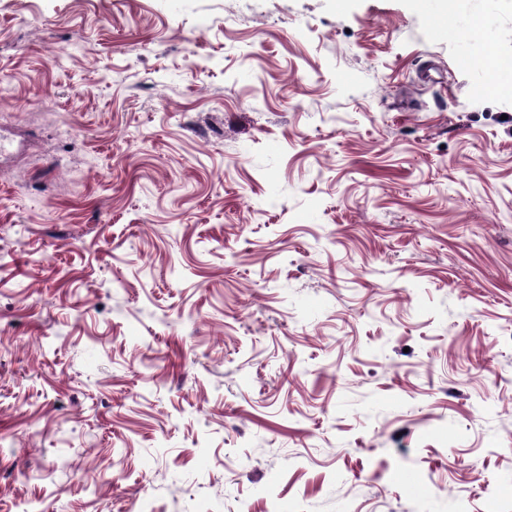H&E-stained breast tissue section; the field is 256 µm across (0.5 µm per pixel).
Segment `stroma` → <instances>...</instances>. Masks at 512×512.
I'll return each instance as SVG.
<instances>
[{"label":"stroma","mask_w":512,"mask_h":512,"mask_svg":"<svg viewBox=\"0 0 512 512\" xmlns=\"http://www.w3.org/2000/svg\"><path fill=\"white\" fill-rule=\"evenodd\" d=\"M440 4L0 0V512H512V8ZM488 60L497 74L495 90H511L512 87V60L501 57L494 48H490Z\"/></svg>","instance_id":"obj_1"}]
</instances>
